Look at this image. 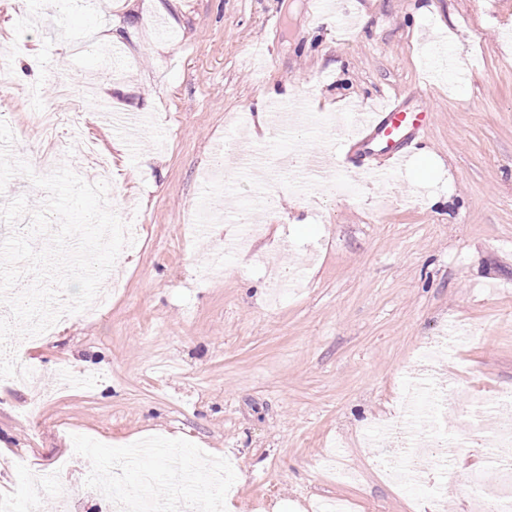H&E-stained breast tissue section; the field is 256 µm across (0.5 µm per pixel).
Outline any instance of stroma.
<instances>
[{"instance_id": "1", "label": "stroma", "mask_w": 512, "mask_h": 512, "mask_svg": "<svg viewBox=\"0 0 512 512\" xmlns=\"http://www.w3.org/2000/svg\"><path fill=\"white\" fill-rule=\"evenodd\" d=\"M58 0L16 27L0 0V44L24 51L0 90V119L29 159L43 141L28 113L81 112L112 160L108 201L136 210L144 237L110 279L111 306L29 344L39 399L0 381V492L15 512H104L113 478L131 493L180 495L182 466L220 463L223 512H308L325 499L353 512H469L466 487L380 477L369 430L396 406L426 339L465 333L440 373L460 404L512 387V0ZM118 49L73 56L89 32ZM311 98L326 128L302 141L339 169L299 188L279 167L294 142L260 126L257 103ZM398 95L433 114L411 163L378 185L342 165L337 122ZM138 113L109 132L104 109ZM253 130L279 198L251 255L224 256L232 221L252 209L255 178L225 171L223 207L179 237L202 199L214 144L235 152ZM80 385L58 383L61 370ZM96 445L88 474L73 436ZM70 457L52 488L35 477Z\"/></svg>"}]
</instances>
